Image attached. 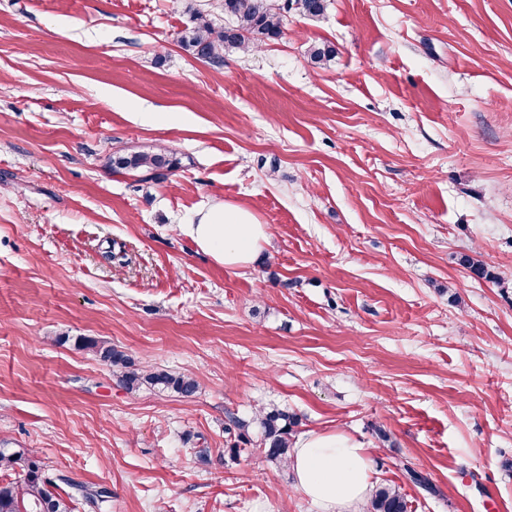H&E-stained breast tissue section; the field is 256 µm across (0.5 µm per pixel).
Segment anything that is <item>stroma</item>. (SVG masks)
<instances>
[{
  "mask_svg": "<svg viewBox=\"0 0 512 512\" xmlns=\"http://www.w3.org/2000/svg\"><path fill=\"white\" fill-rule=\"evenodd\" d=\"M196 12L228 24L0 0V448L104 512H320L257 428L229 451L274 405L410 512H512V0H329L220 64L180 46ZM159 147L163 181L109 165ZM224 202L267 227L254 265L178 230ZM82 337L199 389L127 390Z\"/></svg>",
  "mask_w": 512,
  "mask_h": 512,
  "instance_id": "1",
  "label": "stroma"
}]
</instances>
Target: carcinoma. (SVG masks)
Segmentation results:
<instances>
[{
    "mask_svg": "<svg viewBox=\"0 0 512 512\" xmlns=\"http://www.w3.org/2000/svg\"><path fill=\"white\" fill-rule=\"evenodd\" d=\"M328 0H221L231 23L221 29L201 13L193 16V25L180 37V43L199 59L212 63L224 61V54L259 47L283 34L287 12L296 10L310 20L324 16ZM178 161L167 150L154 153L133 152L112 158V169L140 175L144 180L165 179ZM77 345L92 350L102 361L119 371V381L129 390L148 386L162 392L191 397L198 390L197 380L189 375L164 370L143 371L119 350L95 340L81 338ZM256 423L262 435L265 457L274 463H286L292 452L290 434L296 419L278 408L261 412ZM22 467L23 478L0 481V512H73L70 502L54 491L57 482L46 478L43 465L34 455L21 449L0 448V470ZM368 512H408L407 500L399 487L386 485L375 490Z\"/></svg>",
    "mask_w": 512,
    "mask_h": 512,
    "instance_id": "carcinoma-1",
    "label": "carcinoma"
}]
</instances>
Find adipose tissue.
I'll return each instance as SVG.
<instances>
[{
	"instance_id": "adipose-tissue-1",
	"label": "adipose tissue",
	"mask_w": 512,
	"mask_h": 512,
	"mask_svg": "<svg viewBox=\"0 0 512 512\" xmlns=\"http://www.w3.org/2000/svg\"><path fill=\"white\" fill-rule=\"evenodd\" d=\"M180 230L202 252L227 267L254 264L267 240L266 228L247 210L216 205ZM294 484L321 512H359L370 498L371 461L355 439L336 433L300 439L289 461Z\"/></svg>"
}]
</instances>
